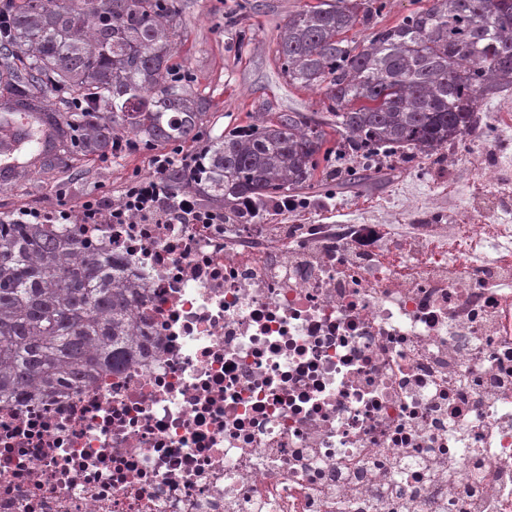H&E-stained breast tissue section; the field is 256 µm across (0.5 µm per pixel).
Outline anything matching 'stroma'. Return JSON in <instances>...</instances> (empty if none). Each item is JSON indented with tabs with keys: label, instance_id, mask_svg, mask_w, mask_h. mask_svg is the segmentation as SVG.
<instances>
[{
	"label": "stroma",
	"instance_id": "35a3bbf8",
	"mask_svg": "<svg viewBox=\"0 0 512 512\" xmlns=\"http://www.w3.org/2000/svg\"><path fill=\"white\" fill-rule=\"evenodd\" d=\"M241 0H178L182 32L174 46V61L187 72L194 90L209 101L207 123L192 146L208 145L215 135L251 122L270 119L275 112H318L319 91L289 84L282 76L276 37L289 15L316 5L318 0H252L254 10L248 42H240L224 25ZM471 141L446 148L454 168H420L395 159L370 163L367 179H353V169L364 166L349 157L321 161L311 184L296 191L305 209L281 211L275 202H262L259 224H349L372 214L392 211L394 223L415 218L417 210H434L452 203L465 208L470 193L479 191V178L466 158ZM152 173L148 150L141 149L107 162L96 157L69 161L43 173L22 169L10 185L0 189V217L12 218L26 209L55 211L97 197L116 204L126 182Z\"/></svg>",
	"mask_w": 512,
	"mask_h": 512
}]
</instances>
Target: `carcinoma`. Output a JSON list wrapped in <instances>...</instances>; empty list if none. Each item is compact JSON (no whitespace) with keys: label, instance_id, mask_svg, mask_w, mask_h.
I'll return each instance as SVG.
<instances>
[{"label":"carcinoma","instance_id":"cac0c4a2","mask_svg":"<svg viewBox=\"0 0 512 512\" xmlns=\"http://www.w3.org/2000/svg\"><path fill=\"white\" fill-rule=\"evenodd\" d=\"M387 0H319L278 33L288 82L323 94L348 154L433 155L477 125L481 101L512 89V0H430L353 46ZM0 99L37 111L55 150L40 168L183 143L206 123V100L176 75L178 0H0ZM82 101L58 113L52 94ZM324 122L281 112L214 137L205 172H169L177 186L242 207L303 188L328 155ZM137 285L112 258L82 254L68 231L0 221V398H35L117 369L145 352L133 323Z\"/></svg>","mask_w":512,"mask_h":512}]
</instances>
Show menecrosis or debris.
Returning a JSON list of instances; mask_svg holds the SVG:
<instances>
[{"label":"necrosis or debris","instance_id":"necrosis-or-debris-1","mask_svg":"<svg viewBox=\"0 0 512 512\" xmlns=\"http://www.w3.org/2000/svg\"><path fill=\"white\" fill-rule=\"evenodd\" d=\"M73 224L149 352L0 398V512H512V224Z\"/></svg>","mask_w":512,"mask_h":512}]
</instances>
